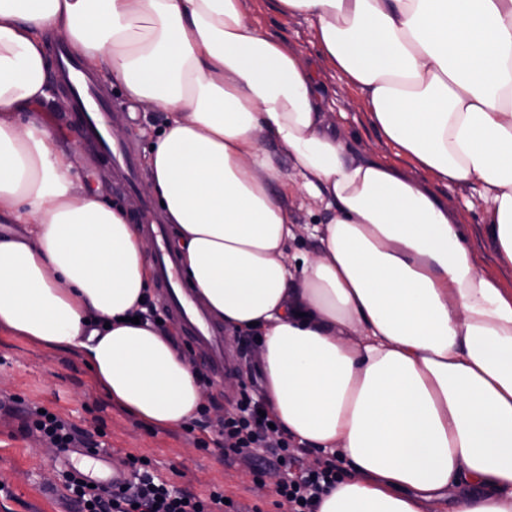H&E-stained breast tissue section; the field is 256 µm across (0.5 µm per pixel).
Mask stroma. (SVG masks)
Listing matches in <instances>:
<instances>
[{"mask_svg":"<svg viewBox=\"0 0 512 512\" xmlns=\"http://www.w3.org/2000/svg\"><path fill=\"white\" fill-rule=\"evenodd\" d=\"M244 5L266 34L320 69L323 92L333 107L331 120L348 156L363 161H395L407 178L425 184L439 198H452L463 241L477 265L511 282L512 270L500 266L496 247L485 231L478 185L450 188L427 178L413 164L396 159L366 112L357 108L358 93L321 59L311 23L301 16L281 15L274 0H244ZM98 83L109 95L113 112L122 117V142L138 158H146L151 136L162 126L164 113L147 102L131 104L122 87L106 78H99ZM69 97L59 75H52L50 97L41 106L39 117L56 134L60 146L76 155L79 179L98 189L108 204L129 209L131 216L145 210L160 216L153 196L126 191L116 179L71 112ZM282 201L296 228L289 258L315 252L320 242L312 237L311 229L326 220L322 205L294 186ZM239 390L238 378L226 376L210 388L206 414L190 426H150L112 403L96 385L79 352L48 347L0 330V512H73L59 478L62 466L56 449L26 428L25 410L34 405L56 413L94 441L104 443L108 463L116 468H125L129 456H144L150 459L155 475L197 495L220 487L244 512H288L276 489L261 476L266 469L264 450H256L250 464L238 461L227 465L221 459L219 421Z\"/></svg>","mask_w":512,"mask_h":512,"instance_id":"stroma-1","label":"stroma"}]
</instances>
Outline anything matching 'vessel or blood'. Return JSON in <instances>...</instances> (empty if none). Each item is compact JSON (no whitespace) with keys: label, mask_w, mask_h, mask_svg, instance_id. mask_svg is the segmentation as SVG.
Masks as SVG:
<instances>
[{"label":"vessel or blood","mask_w":512,"mask_h":512,"mask_svg":"<svg viewBox=\"0 0 512 512\" xmlns=\"http://www.w3.org/2000/svg\"><path fill=\"white\" fill-rule=\"evenodd\" d=\"M60 71L73 87V105L80 112L86 126L100 138L107 160L122 170L128 183H135L138 169L135 159L119 143L113 142L105 122L109 107L95 85L83 76L79 66L68 56H61ZM142 230L152 237L157 248L153 257L155 276L163 290L164 304L174 312L189 334V338L209 366L216 381H223L224 333L209 317L205 308L198 302L194 292L185 288L180 277V260L169 248L166 225L144 220Z\"/></svg>","instance_id":"vessel-or-blood-1"}]
</instances>
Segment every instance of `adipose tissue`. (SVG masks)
Listing matches in <instances>:
<instances>
[{
  "label": "adipose tissue",
  "mask_w": 512,
  "mask_h": 512,
  "mask_svg": "<svg viewBox=\"0 0 512 512\" xmlns=\"http://www.w3.org/2000/svg\"><path fill=\"white\" fill-rule=\"evenodd\" d=\"M315 27L396 156L477 183L512 268V0H277ZM166 114L146 186L211 319L260 338L281 430L350 475L318 512H512V284L479 271L451 208L388 161L347 158L316 67L269 38L243 0H0V327L84 354L144 422L194 420L204 390L170 333L132 323L151 279L126 209L73 177L37 117L49 41ZM29 113L27 123L14 119ZM294 158L328 213L296 228L261 135Z\"/></svg>",
  "instance_id": "obj_1"
}]
</instances>
